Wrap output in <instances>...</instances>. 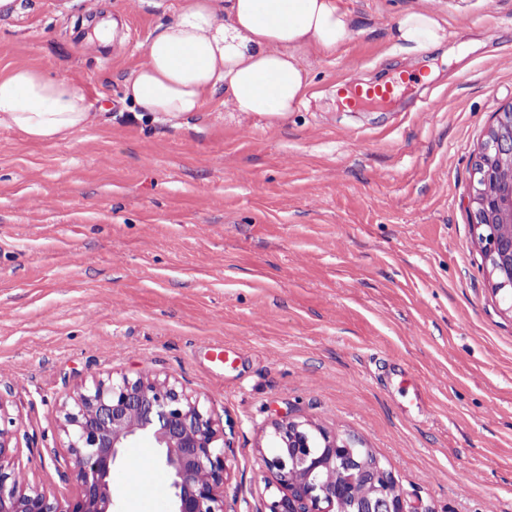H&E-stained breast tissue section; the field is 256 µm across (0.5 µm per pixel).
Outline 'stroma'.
<instances>
[{
  "label": "stroma",
  "instance_id": "obj_1",
  "mask_svg": "<svg viewBox=\"0 0 512 512\" xmlns=\"http://www.w3.org/2000/svg\"><path fill=\"white\" fill-rule=\"evenodd\" d=\"M354 33L313 61L283 117L209 100L189 126L138 117L123 81L178 0H21L0 14V73L81 87L98 118L48 143L0 127V398L30 478L66 493L60 405L84 383L150 373L224 428L229 512H266L274 419L350 434L406 512H512V318L471 242L467 195L512 107V0H339ZM448 21L398 45L404 13ZM121 18L110 42L93 36ZM437 68L391 103L338 86ZM222 343L223 353L208 349ZM112 472L116 512H169L141 458ZM395 37L410 48H435L448 37V21L428 9L409 11L398 19Z\"/></svg>",
  "mask_w": 512,
  "mask_h": 512
}]
</instances>
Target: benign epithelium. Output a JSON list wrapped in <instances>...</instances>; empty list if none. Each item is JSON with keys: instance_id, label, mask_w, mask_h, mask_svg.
<instances>
[{"instance_id": "obj_1", "label": "benign epithelium", "mask_w": 512, "mask_h": 512, "mask_svg": "<svg viewBox=\"0 0 512 512\" xmlns=\"http://www.w3.org/2000/svg\"><path fill=\"white\" fill-rule=\"evenodd\" d=\"M472 244L492 293L512 315V108L499 112L474 164ZM58 433L74 491L29 478L13 432L0 427V512H112V471L137 437L151 439L171 476L170 512H228L224 428L174 379L95 378L60 409ZM263 465L274 488L268 512H406L392 475L367 448L305 420L271 422Z\"/></svg>"}]
</instances>
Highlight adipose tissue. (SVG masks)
<instances>
[{
    "instance_id": "ef3b65f1",
    "label": "adipose tissue",
    "mask_w": 512,
    "mask_h": 512,
    "mask_svg": "<svg viewBox=\"0 0 512 512\" xmlns=\"http://www.w3.org/2000/svg\"><path fill=\"white\" fill-rule=\"evenodd\" d=\"M352 31L338 0H180L124 80V98L140 113L171 120L202 111L218 94L235 112H295L308 97L313 58L335 51ZM447 36V19L428 9L403 14L395 26L397 41L411 48H434ZM95 120L67 79L26 65L0 74V127L50 141Z\"/></svg>"
}]
</instances>
